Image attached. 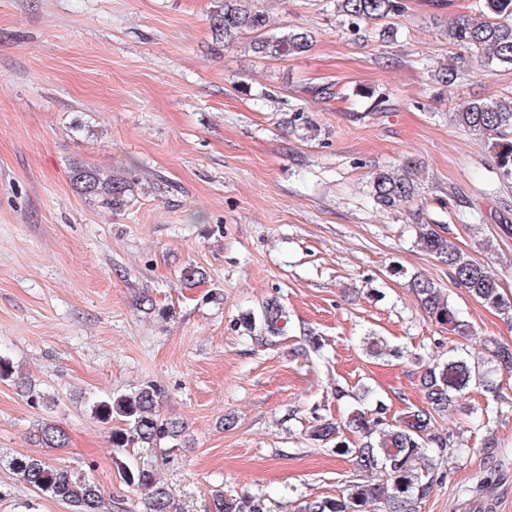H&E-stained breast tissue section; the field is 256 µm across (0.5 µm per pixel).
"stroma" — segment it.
<instances>
[{"mask_svg": "<svg viewBox=\"0 0 512 512\" xmlns=\"http://www.w3.org/2000/svg\"><path fill=\"white\" fill-rule=\"evenodd\" d=\"M261 3L268 32H311V50L264 60L241 43L219 48L211 0H0V353L54 397L36 406L0 380V512H67L8 467L38 454L141 512L119 476L128 453L112 445L124 422L94 418L89 403L147 383L185 434L174 456L140 454L182 512H207L219 487L294 512L299 498L339 493L354 469L308 439L316 417L379 399L398 416L424 404L422 362L512 343V323L455 285L413 231L445 225L512 292V182L453 120L462 102L512 95V69L448 35L484 0H406L390 41L374 25L351 36L335 0ZM444 64L455 69L446 87L434 80ZM368 90L385 96L381 110ZM300 108L315 137L288 128ZM407 157L418 197L375 211L372 172ZM76 163L140 185L124 209L103 211L73 188ZM470 212L481 224L462 223ZM192 266L205 278L188 286ZM415 273L446 289L468 337L428 320L407 288ZM272 299L288 313L284 333L245 331ZM370 332L401 357L367 352ZM499 380L500 403L464 397L489 418H439L464 445L420 512H512V373ZM47 423L66 447L38 446Z\"/></svg>", "mask_w": 512, "mask_h": 512, "instance_id": "stroma-1", "label": "stroma"}]
</instances>
